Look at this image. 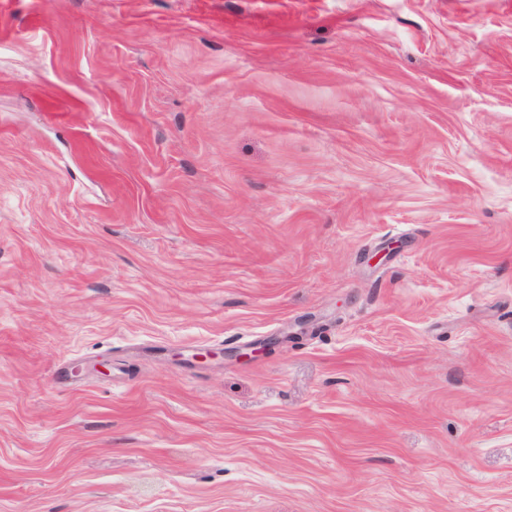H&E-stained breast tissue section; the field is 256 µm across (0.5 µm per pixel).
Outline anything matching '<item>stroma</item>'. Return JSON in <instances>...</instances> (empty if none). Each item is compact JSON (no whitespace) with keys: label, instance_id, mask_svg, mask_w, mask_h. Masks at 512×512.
<instances>
[{"label":"stroma","instance_id":"35a3bbf8","mask_svg":"<svg viewBox=\"0 0 512 512\" xmlns=\"http://www.w3.org/2000/svg\"><path fill=\"white\" fill-rule=\"evenodd\" d=\"M0 512H512V0H0Z\"/></svg>","mask_w":512,"mask_h":512}]
</instances>
